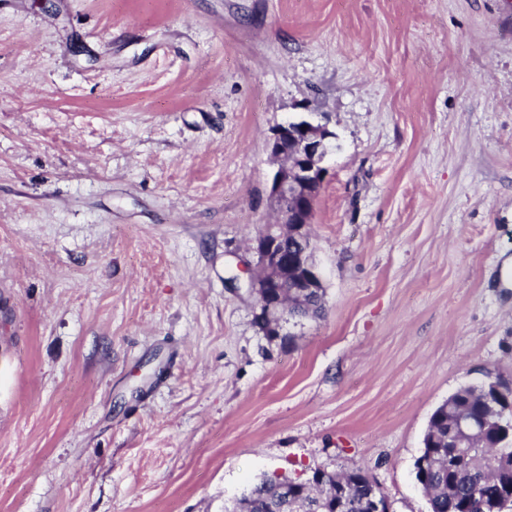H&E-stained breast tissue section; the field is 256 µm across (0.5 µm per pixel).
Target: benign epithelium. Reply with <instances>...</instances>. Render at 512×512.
Wrapping results in <instances>:
<instances>
[{"label":"benign epithelium","mask_w":512,"mask_h":512,"mask_svg":"<svg viewBox=\"0 0 512 512\" xmlns=\"http://www.w3.org/2000/svg\"><path fill=\"white\" fill-rule=\"evenodd\" d=\"M335 135L322 124L306 118L277 127L269 142L271 155L282 161L272 181V194L283 213L284 230L270 226L255 239L258 273L244 267L247 288L254 295L258 310L265 311L270 328L277 330L288 317H294V304L307 301L323 287L313 262V245L308 233L313 206L324 182L325 158L335 148ZM292 239L293 255L284 254L283 241ZM478 419L457 417L448 426V439L467 451L471 442L485 431Z\"/></svg>","instance_id":"obj_1"}]
</instances>
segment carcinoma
I'll return each instance as SVG.
<instances>
[{
    "label": "carcinoma",
    "mask_w": 512,
    "mask_h": 512,
    "mask_svg": "<svg viewBox=\"0 0 512 512\" xmlns=\"http://www.w3.org/2000/svg\"><path fill=\"white\" fill-rule=\"evenodd\" d=\"M457 399L438 405L430 416L423 437L422 455L432 456V468L423 482L429 497L430 512H506L512 510V499L500 495L501 488L512 486V468L486 462L470 463L462 459L463 451L448 441V419L451 412L462 408L482 418L488 425L484 447L512 458V437L500 434V428L512 429V421L493 410L483 394V385H465L455 391ZM324 484H316L295 494L318 504L315 512H334L333 490L344 482L350 499L347 512H367L368 492L381 491L378 483L363 469L356 467L343 474L323 472ZM283 480L278 477L264 478L244 495L231 512H275L273 505L280 497Z\"/></svg>",
    "instance_id": "1"
}]
</instances>
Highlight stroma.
Instances as JSON below:
<instances>
[{"instance_id":"obj_1","label":"stroma","mask_w":512,"mask_h":512,"mask_svg":"<svg viewBox=\"0 0 512 512\" xmlns=\"http://www.w3.org/2000/svg\"><path fill=\"white\" fill-rule=\"evenodd\" d=\"M337 147L321 318L231 283L273 129ZM512 384V0H0V512H224ZM284 485L278 477L264 478L255 484L231 510L225 512H276L273 508Z\"/></svg>"}]
</instances>
